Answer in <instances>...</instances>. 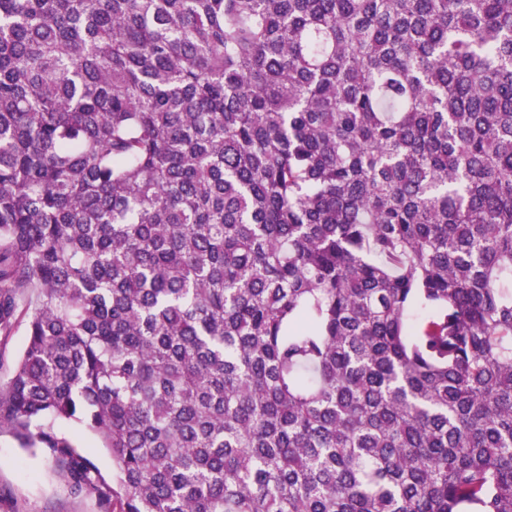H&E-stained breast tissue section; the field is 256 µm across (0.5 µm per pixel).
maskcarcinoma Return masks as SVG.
I'll return each mask as SVG.
<instances>
[{"mask_svg":"<svg viewBox=\"0 0 512 512\" xmlns=\"http://www.w3.org/2000/svg\"><path fill=\"white\" fill-rule=\"evenodd\" d=\"M26 315L98 512H512V0H0ZM68 433L73 438L76 446L83 452L92 455L102 473L107 478L112 479V455L107 448H103L101 439L78 427L68 428Z\"/></svg>","mask_w":512,"mask_h":512,"instance_id":"obj_1","label":"carcinoma"}]
</instances>
